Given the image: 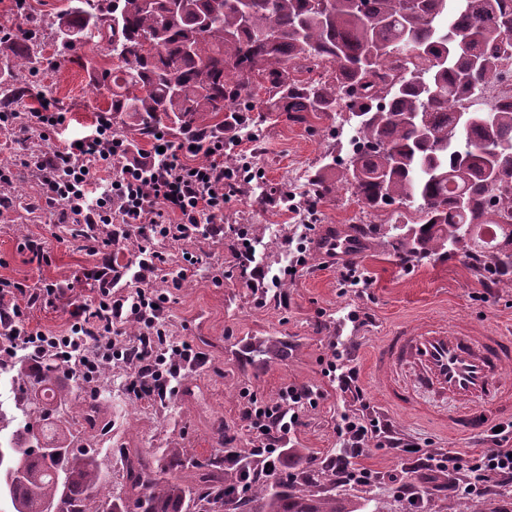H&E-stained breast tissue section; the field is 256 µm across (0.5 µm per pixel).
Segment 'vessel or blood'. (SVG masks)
Listing matches in <instances>:
<instances>
[{"label": "vessel or blood", "instance_id": "b4317fda", "mask_svg": "<svg viewBox=\"0 0 512 512\" xmlns=\"http://www.w3.org/2000/svg\"><path fill=\"white\" fill-rule=\"evenodd\" d=\"M512 365V338L492 329L428 324L400 328L385 338L371 361L386 404L417 413V390L456 404L448 424L474 434L493 421L512 419V383L502 377Z\"/></svg>", "mask_w": 512, "mask_h": 512}]
</instances>
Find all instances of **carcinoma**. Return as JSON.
I'll use <instances>...</instances> for the list:
<instances>
[{
	"mask_svg": "<svg viewBox=\"0 0 512 512\" xmlns=\"http://www.w3.org/2000/svg\"><path fill=\"white\" fill-rule=\"evenodd\" d=\"M211 20L205 29L201 18ZM61 50L76 42L114 60L96 89L110 99L112 119L143 138L164 128L177 138L228 135L240 106L266 119L306 123L346 108L370 150L313 175L316 197L350 190L378 214L413 209L394 224L395 249L417 259L462 254L475 272L512 278V98H481L498 62L512 50V0H69L56 16ZM37 60L25 41L0 47V91ZM321 75L309 76L312 66ZM425 115L427 127L407 120ZM494 141L496 179L485 175ZM429 229H424V226ZM492 225L488 241L482 228ZM24 403L23 420L0 412V432L24 476L7 482L0 461V498L13 512H362L326 486L323 469L283 490L270 477L246 498L231 494L239 473L171 448L177 474L139 448L122 449L125 496L112 495L107 471L90 450L71 447L72 391L52 363L10 365ZM83 429L100 426L96 398L80 402Z\"/></svg>",
	"mask_w": 512,
	"mask_h": 512,
	"instance_id": "carcinoma-1",
	"label": "carcinoma"
}]
</instances>
